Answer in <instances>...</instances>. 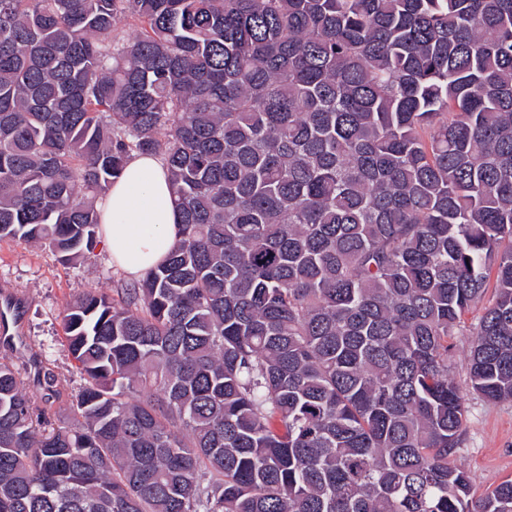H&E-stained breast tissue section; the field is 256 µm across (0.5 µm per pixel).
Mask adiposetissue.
Returning a JSON list of instances; mask_svg holds the SVG:
<instances>
[{"label":"adipose tissue","instance_id":"ef3b65f1","mask_svg":"<svg viewBox=\"0 0 512 512\" xmlns=\"http://www.w3.org/2000/svg\"><path fill=\"white\" fill-rule=\"evenodd\" d=\"M97 208L112 262L131 277L161 264L179 238L180 215L156 156H132Z\"/></svg>","mask_w":512,"mask_h":512}]
</instances>
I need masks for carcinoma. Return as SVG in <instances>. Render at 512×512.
Masks as SVG:
<instances>
[{"mask_svg": "<svg viewBox=\"0 0 512 512\" xmlns=\"http://www.w3.org/2000/svg\"><path fill=\"white\" fill-rule=\"evenodd\" d=\"M136 153L181 238L67 306L64 421L0 361V512H512L448 361L494 288L512 401V0H0V241L78 261Z\"/></svg>", "mask_w": 512, "mask_h": 512, "instance_id": "cac0c4a2", "label": "carcinoma"}]
</instances>
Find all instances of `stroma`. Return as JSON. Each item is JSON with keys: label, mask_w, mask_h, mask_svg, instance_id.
<instances>
[{"label": "stroma", "mask_w": 512, "mask_h": 512, "mask_svg": "<svg viewBox=\"0 0 512 512\" xmlns=\"http://www.w3.org/2000/svg\"><path fill=\"white\" fill-rule=\"evenodd\" d=\"M131 278L112 262L106 242L88 258L66 265L48 248L23 241L0 242V288L15 292L24 305L23 331L9 347L0 346L27 384L40 365L54 367L66 394H77L85 381L68 348L62 328L68 302L89 291L115 293ZM466 433L456 456L471 477L475 494L512 478V402L489 403L467 395Z\"/></svg>", "instance_id": "obj_1"}]
</instances>
